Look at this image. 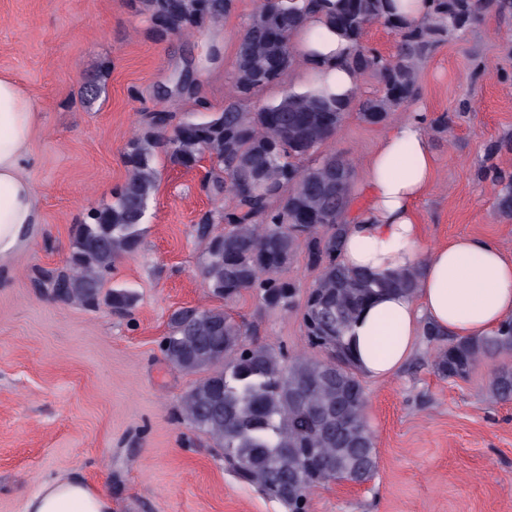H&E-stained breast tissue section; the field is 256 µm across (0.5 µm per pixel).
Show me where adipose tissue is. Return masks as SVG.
Returning <instances> with one entry per match:
<instances>
[{
    "mask_svg": "<svg viewBox=\"0 0 512 512\" xmlns=\"http://www.w3.org/2000/svg\"><path fill=\"white\" fill-rule=\"evenodd\" d=\"M294 41L303 63L299 91L328 90L351 98L356 76L339 68L342 38L310 19ZM40 123L34 102L9 75L0 73V268L9 265L40 222L35 188L26 174L31 139ZM425 114L415 111L388 129L366 166V203L343 241L341 261L376 276L415 267L413 296L385 294L370 303L349 336L361 375L384 378L411 356L429 323L442 333L480 337L512 318V257L494 242L463 236L422 251L415 202L435 166L425 133ZM102 491L77 477L43 481L25 512H111Z\"/></svg>",
    "mask_w": 512,
    "mask_h": 512,
    "instance_id": "ef3b65f1",
    "label": "adipose tissue"
}]
</instances>
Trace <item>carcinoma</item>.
<instances>
[{
  "instance_id": "1",
  "label": "carcinoma",
  "mask_w": 512,
  "mask_h": 512,
  "mask_svg": "<svg viewBox=\"0 0 512 512\" xmlns=\"http://www.w3.org/2000/svg\"><path fill=\"white\" fill-rule=\"evenodd\" d=\"M159 38L190 36L224 20L235 0H134ZM389 0H256L238 38L232 94L221 112L173 123L168 112H149L123 151L127 179L112 200L92 207L75 226L62 268L41 270L36 285L59 304H102L118 314L134 308L136 294L123 287L103 293L107 277L142 241L147 207L155 195L156 155L178 167L210 162L203 189L220 205L196 225L205 244L201 277L218 307L183 308L169 319L160 347L166 361L205 376L181 397L184 418L222 451L224 464L287 512H308L312 488L371 478L377 465L365 419L366 393L354 363L348 331L364 307L383 293L413 295L417 271L376 278L344 266L339 250L350 223L351 168L321 147L338 133L345 116L358 112L370 124L417 96L421 61L460 37L485 16L512 11V0H428L429 10L410 21L388 10ZM347 44L341 64L378 82L371 94L343 102L327 93L287 87L280 99L258 104L265 87L288 83L297 57L293 36L311 17ZM379 23L395 38L386 55L366 39ZM172 91L194 98L195 81L176 76ZM497 209L512 218V178H498ZM224 225V232L214 227ZM320 274L308 294L303 324L318 359L286 357L247 342L250 330L224 306L250 292L267 308H288L296 288L280 278L300 249ZM512 351V319L494 334L452 338L437 350L439 376H467L486 356ZM494 394L512 400V371L499 372Z\"/></svg>"
}]
</instances>
